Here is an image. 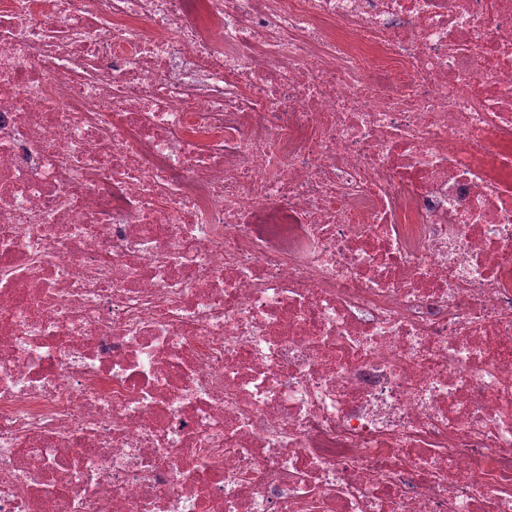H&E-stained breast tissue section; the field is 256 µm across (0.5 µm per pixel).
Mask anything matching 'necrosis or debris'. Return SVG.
<instances>
[{
  "instance_id": "1",
  "label": "necrosis or debris",
  "mask_w": 512,
  "mask_h": 512,
  "mask_svg": "<svg viewBox=\"0 0 512 512\" xmlns=\"http://www.w3.org/2000/svg\"><path fill=\"white\" fill-rule=\"evenodd\" d=\"M0 512H512V0H0Z\"/></svg>"
}]
</instances>
